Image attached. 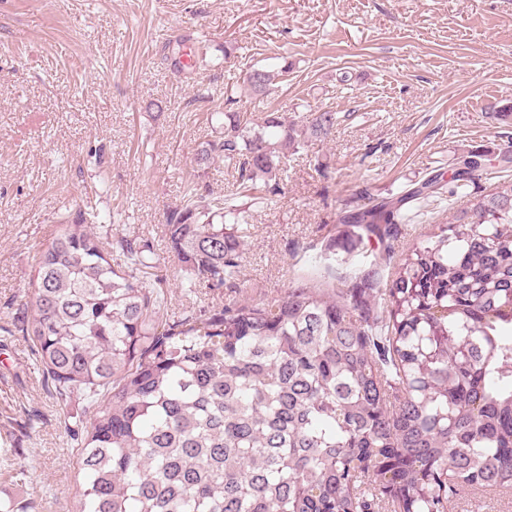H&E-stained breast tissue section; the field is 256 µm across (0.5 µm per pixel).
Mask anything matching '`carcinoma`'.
<instances>
[{"mask_svg": "<svg viewBox=\"0 0 512 512\" xmlns=\"http://www.w3.org/2000/svg\"><path fill=\"white\" fill-rule=\"evenodd\" d=\"M247 72L268 95L275 73ZM212 116L197 166L229 161L255 200L279 191L285 151L336 127L332 111ZM488 167L466 150L450 177L362 195L332 225L331 248H384L403 206L448 182V222L407 248L372 319L363 291L306 281L170 322L147 241L76 212L37 254L22 328L56 398L96 406L75 512H448L459 486L512 489V178L454 207ZM246 224L185 182L164 232L188 287H239Z\"/></svg>", "mask_w": 512, "mask_h": 512, "instance_id": "cac0c4a2", "label": "carcinoma"}]
</instances>
